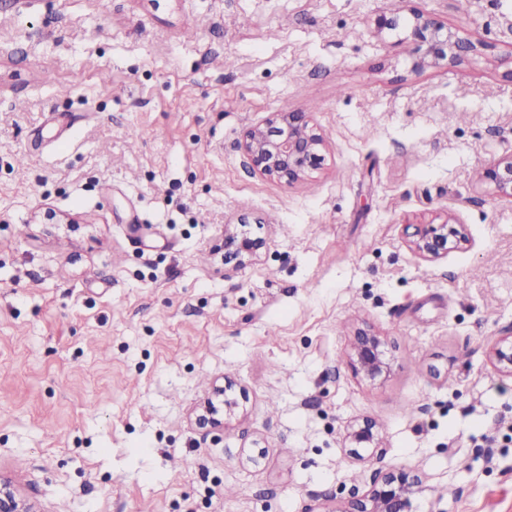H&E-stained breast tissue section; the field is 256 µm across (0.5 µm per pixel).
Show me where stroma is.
Listing matches in <instances>:
<instances>
[{
  "instance_id": "obj_1",
  "label": "stroma",
  "mask_w": 512,
  "mask_h": 512,
  "mask_svg": "<svg viewBox=\"0 0 512 512\" xmlns=\"http://www.w3.org/2000/svg\"><path fill=\"white\" fill-rule=\"evenodd\" d=\"M401 6L0 0V472L39 512H346L391 469L413 512H512V200L477 179L512 154V0H414L486 45L423 71L369 30ZM278 112L324 138L292 186L238 148ZM450 213L469 244L425 261L407 225ZM241 218L266 245L234 268ZM228 380L239 414L198 429ZM383 344L381 337L370 330H358L354 334L348 358L355 376L374 383L390 375L392 368ZM490 360L502 376L512 379V330H509L495 343ZM347 453L354 459H364V453L370 449L378 448L379 441L375 424L364 420L362 424H354L349 427L345 435Z\"/></svg>"
}]
</instances>
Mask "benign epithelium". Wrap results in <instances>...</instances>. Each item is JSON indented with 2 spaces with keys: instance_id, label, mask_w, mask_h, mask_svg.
I'll use <instances>...</instances> for the list:
<instances>
[{
  "instance_id": "7a95c632",
  "label": "benign epithelium",
  "mask_w": 512,
  "mask_h": 512,
  "mask_svg": "<svg viewBox=\"0 0 512 512\" xmlns=\"http://www.w3.org/2000/svg\"><path fill=\"white\" fill-rule=\"evenodd\" d=\"M371 24L373 33L378 36L401 26L406 29L404 42L411 46L412 69L415 71L456 64L478 50L471 40L457 36L448 26L416 9L411 10V17L404 22L396 12L381 11ZM322 144L321 134L310 125L306 113L284 112L248 127L239 146L253 173L276 178L291 186L321 165ZM478 179L492 186L499 196L512 200V155L483 167ZM408 239L410 248L427 261L439 260L469 243L466 225L457 222L452 214L441 223L415 225ZM264 246L263 239L229 228L224 231V264L243 266L250 263ZM348 358L353 374L372 383L386 379L391 373L381 337L369 330L354 334ZM490 360L501 375L512 378V330L495 343ZM231 389L232 385L227 384L204 401L195 417L198 427L216 428L223 425L224 417L235 415L240 403L229 397ZM345 443L350 457L363 459L365 452L379 445L375 424L365 420L350 426ZM421 484L416 473L387 472L373 479L368 492L351 502L349 512H412V498ZM0 512L36 510L10 480L0 477Z\"/></svg>"
}]
</instances>
